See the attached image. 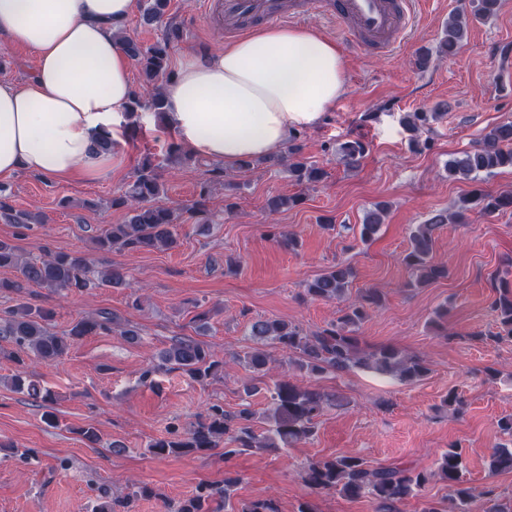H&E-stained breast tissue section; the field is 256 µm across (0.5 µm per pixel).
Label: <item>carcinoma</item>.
<instances>
[{"label":"carcinoma","mask_w":512,"mask_h":512,"mask_svg":"<svg viewBox=\"0 0 512 512\" xmlns=\"http://www.w3.org/2000/svg\"><path fill=\"white\" fill-rule=\"evenodd\" d=\"M167 0H146L143 21L153 24L164 15ZM467 18L459 13L448 17L439 53L455 54L466 36ZM179 37L178 30L168 29L164 41L143 46L137 40L123 34L120 36L127 55L143 76L144 94H136L131 102L130 113L149 110L162 113L163 100L158 82L169 77V50L171 43ZM366 146L359 140L341 144L339 154L346 164L359 163ZM512 168V121L495 125L476 147L464 151L446 165L448 180H469L480 174H491L495 170ZM291 173L302 182H318L322 171L306 161L290 165ZM163 193V184L157 167L147 161L138 169L136 178L120 196L112 199V206L126 207L130 215L124 224H112L108 229L92 237L95 250L110 253L114 249L130 252L164 251L177 243L176 224L178 215L157 203ZM481 204L486 216H494L512 209V193H473L459 200L450 213H437L425 223L411 231L410 248L402 257V263L414 277V284L427 286L448 277V267L432 260L435 231L444 224L468 223V212L473 203ZM382 208L374 207L366 213L359 225V236L364 242L371 240L381 226ZM0 217L10 224L29 228L40 224L37 215L14 214L0 197ZM0 269L14 272L11 279H0V291L16 296V304L0 317V336L11 340L24 356H14L20 371L11 378L18 391L50 404L52 393L41 390L26 377V360L53 363L61 359L69 349L85 336L120 330V334L132 339L138 331L121 325L117 317L108 311L82 317L66 329L55 330L56 311L52 307L36 306L28 302V296L36 289L52 294L72 293L96 285L110 288L122 287L127 281L124 268L108 265L90 277L87 260L78 252H48L40 261H27L12 243L0 240ZM354 277L353 267L337 264L314 278L307 286V295L313 299L336 300L347 296ZM493 296L489 304L503 332L512 336V289L491 280ZM381 295L369 290L359 298L348 302L341 315L326 326L306 332L297 325L278 319H256L249 326V335L260 342L276 344L295 365L310 376L328 372L343 373L354 367L365 368L382 377L396 378L402 382L422 380L429 373L424 360L401 353L393 346L384 345L365 353L360 350L356 336L369 310L380 305ZM234 362L243 363L253 372L266 374L270 370V358L262 348H253L233 357ZM161 361L174 364L189 378L204 383L220 374L224 364L212 359L204 342L177 336L164 352ZM271 413L269 427L257 432L262 420L250 406L228 412L221 405H212L198 420L181 432L171 427L167 436L149 444L150 452L163 457L170 454H191L211 451L224 445V458L228 459L243 448H255L263 452H279L294 443L311 438L316 432L317 419L325 406L342 401L335 393L318 388L300 386L284 374L267 387ZM464 465L462 450L450 448L441 455L438 472L441 478L454 488L449 499L448 512H463L462 507L473 495V489L462 480ZM492 472L512 471V448L499 447L490 456ZM303 482L316 493L337 491L349 499L365 494L374 501L375 512H398V504L416 495L427 478L399 464L372 467L360 457L336 456L310 462L301 474ZM237 482L232 477L224 478V487L201 483L195 492L181 500L170 512H216L213 504L224 503L230 512H279L272 499L254 500L241 508L233 507L230 487Z\"/></svg>","instance_id":"obj_1"}]
</instances>
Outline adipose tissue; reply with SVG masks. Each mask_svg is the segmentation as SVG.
I'll list each match as a JSON object with an SVG mask.
<instances>
[{"label":"adipose tissue","mask_w":512,"mask_h":512,"mask_svg":"<svg viewBox=\"0 0 512 512\" xmlns=\"http://www.w3.org/2000/svg\"><path fill=\"white\" fill-rule=\"evenodd\" d=\"M134 0H0V41L32 53L23 83L0 80V182L27 171L94 180L120 162L97 142L128 121L131 61L117 34ZM347 91L334 40L312 27L250 28L188 54L162 89L164 126L191 151L234 167L275 157Z\"/></svg>","instance_id":"adipose-tissue-1"}]
</instances>
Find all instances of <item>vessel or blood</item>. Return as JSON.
Masks as SVG:
<instances>
[{
  "instance_id": "1",
  "label": "vessel or blood",
  "mask_w": 512,
  "mask_h": 512,
  "mask_svg": "<svg viewBox=\"0 0 512 512\" xmlns=\"http://www.w3.org/2000/svg\"><path fill=\"white\" fill-rule=\"evenodd\" d=\"M313 7L328 12L350 48L387 55L404 41L417 0H315ZM272 17L268 0H224L227 23Z\"/></svg>"
}]
</instances>
